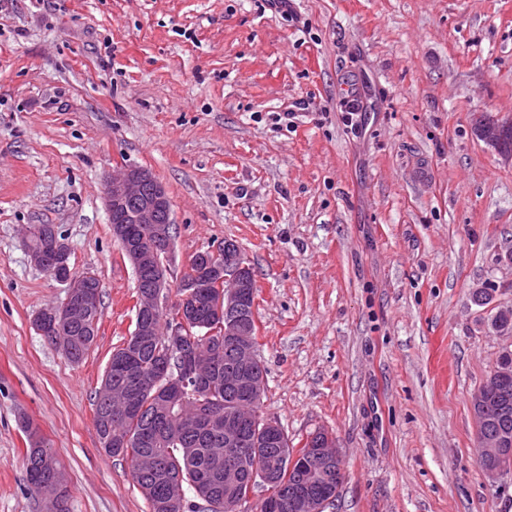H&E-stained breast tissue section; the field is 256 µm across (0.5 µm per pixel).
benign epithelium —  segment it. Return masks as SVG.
Instances as JSON below:
<instances>
[{
    "label": "benign epithelium",
    "instance_id": "benign-epithelium-1",
    "mask_svg": "<svg viewBox=\"0 0 512 512\" xmlns=\"http://www.w3.org/2000/svg\"><path fill=\"white\" fill-rule=\"evenodd\" d=\"M471 126L475 135L489 147L511 158L512 154L501 148L505 134L512 129V117L497 118L484 112L472 115ZM105 205L112 224V236L118 240L132 266L154 273L153 280L139 293L138 309L142 314L132 332L136 341L153 335L151 324L162 312V298L169 288L166 266L160 252L171 248L173 224L170 202L164 186L147 169L131 167L117 178H111L105 193ZM140 224L145 229L141 235L128 233L126 225ZM31 262L66 288L65 300L55 306L39 311L33 326L43 336L67 346L62 326L82 321L93 311L100 297L98 290L86 286L82 277L69 269L70 246L66 239L52 234L48 245L28 249ZM199 271L195 277L183 284L185 288L205 291L207 288H224V340L233 348L240 372L230 383L241 388L242 396L232 407L224 408V447L213 449L216 456L224 457V504L237 512L248 502L253 489L241 493L245 484L242 472L232 463L239 442L243 421L251 418L250 404L263 395L265 376L250 372L258 360L253 343L254 325L239 311L243 309L246 288L253 281L251 268L244 261L239 247L219 244L196 256ZM194 316V309L187 304L186 297L176 300L175 321L167 336V346L182 361L177 373L161 368L166 378L155 418H166L174 407L182 406L187 397L195 402L193 414L185 420L184 427L200 428L213 421L215 407L210 396H201L209 378L207 370L200 365V353L181 341V330ZM485 389L478 390L471 400V411L477 432L476 454L486 476L498 480L512 472V439L490 433L485 427L481 402ZM264 446L285 448L288 440L280 424L272 418H264L257 433ZM48 466L57 472L58 482L40 488L45 512H56L61 495V482L65 481L64 470L51 455L45 456ZM305 469L309 477L302 489L288 491V499H262L259 506L265 512H325V508L339 493L344 480L341 453L329 434L320 438L316 447L308 449Z\"/></svg>",
    "mask_w": 512,
    "mask_h": 512
}]
</instances>
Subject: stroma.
<instances>
[{
	"instance_id": "stroma-1",
	"label": "stroma",
	"mask_w": 512,
	"mask_h": 512,
	"mask_svg": "<svg viewBox=\"0 0 512 512\" xmlns=\"http://www.w3.org/2000/svg\"><path fill=\"white\" fill-rule=\"evenodd\" d=\"M0 0V512L27 488L32 421L70 512H148L107 455L94 396L134 328L135 271L107 180L165 187L178 287L231 240L256 275L263 416L293 448L333 435L325 512H512L474 453L471 397L512 350V160L471 116L512 115V0ZM54 225L101 281L84 360L34 329L65 288L24 235ZM489 284L492 302L473 290Z\"/></svg>"
}]
</instances>
